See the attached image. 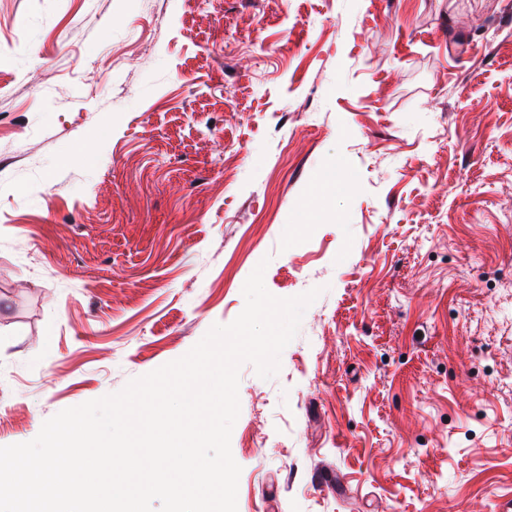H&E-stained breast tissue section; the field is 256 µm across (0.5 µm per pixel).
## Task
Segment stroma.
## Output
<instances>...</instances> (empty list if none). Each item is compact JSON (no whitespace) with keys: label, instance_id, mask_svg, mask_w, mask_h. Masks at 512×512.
<instances>
[{"label":"stroma","instance_id":"obj_1","mask_svg":"<svg viewBox=\"0 0 512 512\" xmlns=\"http://www.w3.org/2000/svg\"><path fill=\"white\" fill-rule=\"evenodd\" d=\"M263 260L237 512H512V0H0V446Z\"/></svg>","mask_w":512,"mask_h":512}]
</instances>
